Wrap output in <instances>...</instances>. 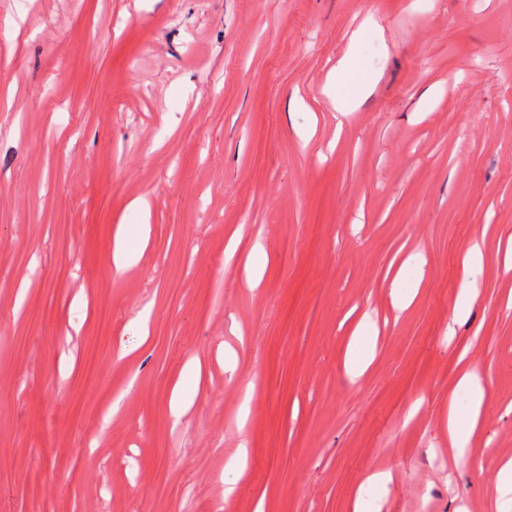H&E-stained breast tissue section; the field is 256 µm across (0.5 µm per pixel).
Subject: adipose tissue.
<instances>
[{"label": "adipose tissue", "instance_id": "obj_1", "mask_svg": "<svg viewBox=\"0 0 512 512\" xmlns=\"http://www.w3.org/2000/svg\"><path fill=\"white\" fill-rule=\"evenodd\" d=\"M377 328L370 314H363L354 332V340L345 361L350 379L359 378L374 357ZM455 392L468 397L466 408L456 401L448 403V445L456 462H463L471 436L478 428L487 396L482 377L474 370L462 369L456 376Z\"/></svg>", "mask_w": 512, "mask_h": 512}]
</instances>
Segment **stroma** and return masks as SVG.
Returning <instances> with one entry per match:
<instances>
[{"mask_svg":"<svg viewBox=\"0 0 512 512\" xmlns=\"http://www.w3.org/2000/svg\"><path fill=\"white\" fill-rule=\"evenodd\" d=\"M510 246L512 0H0V512H498ZM138 259L139 254L128 247L124 233L119 230L112 243V264L114 270L116 272L124 271L136 264ZM377 328L370 313H364L354 332V340L345 361V369L353 381L359 378L374 357ZM464 392L468 404L461 410L456 395ZM487 396L482 377L473 369L464 368L456 376L454 391L448 402V445L457 463L464 461L469 439L478 428Z\"/></svg>","mask_w":512,"mask_h":512,"instance_id":"35a3bbf8","label":"stroma"}]
</instances>
